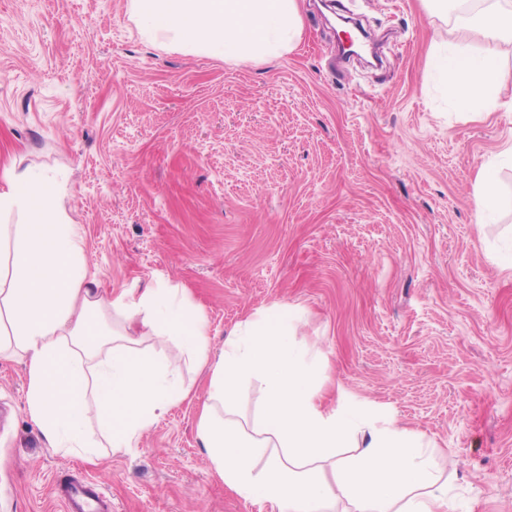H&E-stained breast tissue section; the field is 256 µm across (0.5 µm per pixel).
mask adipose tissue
I'll return each instance as SVG.
<instances>
[{"instance_id":"adipose-tissue-1","label":"adipose tissue","mask_w":512,"mask_h":512,"mask_svg":"<svg viewBox=\"0 0 512 512\" xmlns=\"http://www.w3.org/2000/svg\"><path fill=\"white\" fill-rule=\"evenodd\" d=\"M435 16L489 43H512V0H424ZM131 21L153 40L245 67L294 50L302 34L298 0H128ZM512 73L494 59L449 50L442 88L455 107L500 109L498 90ZM18 223H10V216ZM68 201L52 178L10 173L0 189V358L21 356L27 403L51 447L94 458L85 434L96 415L120 452L169 405L187 396L163 360L141 351L127 330L180 347L211 370L198 434L227 488L271 512H450L448 482L435 469L424 433L317 402L291 317L257 313L240 324L210 361L208 323L175 288L149 286L116 299L97 294ZM125 321L114 328L110 315ZM253 379L266 400L251 427L232 404ZM264 467H257L258 457Z\"/></svg>"}]
</instances>
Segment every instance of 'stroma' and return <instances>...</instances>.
Returning <instances> with one entry per match:
<instances>
[{
    "mask_svg": "<svg viewBox=\"0 0 512 512\" xmlns=\"http://www.w3.org/2000/svg\"><path fill=\"white\" fill-rule=\"evenodd\" d=\"M127 3L0 0V187L53 176L99 292L178 289L211 352L289 310L324 407L425 433L453 512H512V83L458 111L428 70L447 44L510 70L512 49L421 0H300L298 46L238 68L147 41ZM487 166L504 204L482 220ZM143 345L189 395L91 463L50 446L24 362L0 360V512H64L70 476L112 512H260L198 437L209 369Z\"/></svg>",
    "mask_w": 512,
    "mask_h": 512,
    "instance_id": "obj_1",
    "label": "stroma"
}]
</instances>
